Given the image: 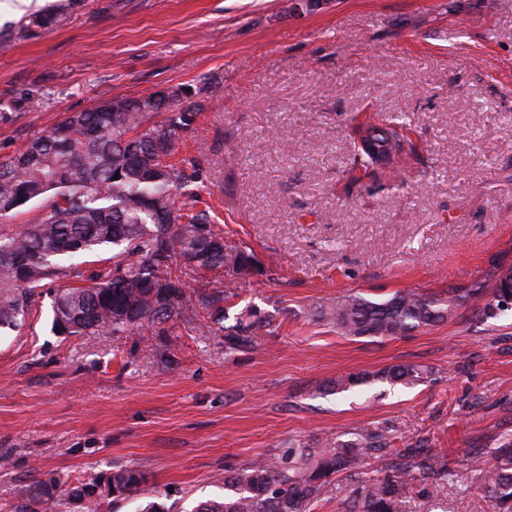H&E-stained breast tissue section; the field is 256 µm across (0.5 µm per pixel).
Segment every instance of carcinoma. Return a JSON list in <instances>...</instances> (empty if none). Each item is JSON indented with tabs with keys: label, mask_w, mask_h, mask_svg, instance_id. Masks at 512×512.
<instances>
[{
	"label": "carcinoma",
	"mask_w": 512,
	"mask_h": 512,
	"mask_svg": "<svg viewBox=\"0 0 512 512\" xmlns=\"http://www.w3.org/2000/svg\"><path fill=\"white\" fill-rule=\"evenodd\" d=\"M182 86L135 97H114L69 112L33 136L19 153L0 161V332L17 331L43 295L53 294V327L61 334L122 336L132 331L160 336L167 325L195 319L197 306L233 296L239 280L262 274L253 251L224 244V233L195 211L198 193L178 166L182 135L194 130L200 108L184 104ZM390 157L384 172L396 175L415 144L400 116L384 120ZM37 211L33 222L11 226L19 209ZM108 266L84 277L83 266L102 253ZM222 269L224 296L192 298V283ZM491 298L485 288H457L446 295L415 289L373 300L348 295L321 305L315 315L344 336H401L432 326L470 304L486 316L504 310L512 296V268L495 267ZM269 317L251 308L224 334V348L250 347L270 333ZM413 385L425 379L415 365L378 374L348 373L325 391L341 394L373 380ZM389 462L369 475L374 455ZM480 500L489 512H512V442L481 461ZM346 481L338 512H408L406 485L425 492L448 477V463L431 448L393 447L387 435L360 430L321 448H290L271 462H250L224 477L232 494L197 502L191 512H310L334 476ZM143 471L118 467L106 480L91 477L74 498L98 512L100 487L130 496L146 483Z\"/></svg>",
	"instance_id": "obj_1"
}]
</instances>
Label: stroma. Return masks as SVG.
I'll return each instance as SVG.
<instances>
[{
    "instance_id": "obj_1",
    "label": "stroma",
    "mask_w": 512,
    "mask_h": 512,
    "mask_svg": "<svg viewBox=\"0 0 512 512\" xmlns=\"http://www.w3.org/2000/svg\"><path fill=\"white\" fill-rule=\"evenodd\" d=\"M0 0V160L68 112L183 86L203 116L185 137L199 208L262 276L217 319L163 336H65L44 294L0 335V512H87L71 495L118 466L149 474L133 497L190 512L224 474L364 428L448 460L411 512H481L471 451L512 439V309L463 306L403 336L357 338L313 320L352 293L489 285L512 266V0ZM410 123L418 157L402 180L360 179L348 130L364 111ZM253 307L272 321L253 347L224 329ZM208 325L199 333L197 324ZM412 364L424 382L326 381Z\"/></svg>"
}]
</instances>
